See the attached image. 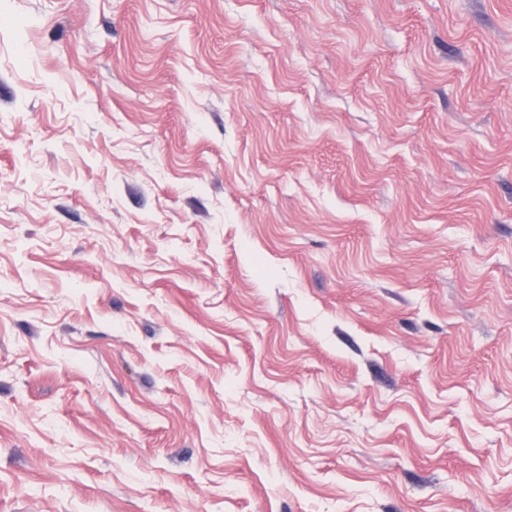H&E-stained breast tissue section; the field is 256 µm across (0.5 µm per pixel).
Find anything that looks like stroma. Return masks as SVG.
<instances>
[{"instance_id": "stroma-1", "label": "stroma", "mask_w": 512, "mask_h": 512, "mask_svg": "<svg viewBox=\"0 0 512 512\" xmlns=\"http://www.w3.org/2000/svg\"><path fill=\"white\" fill-rule=\"evenodd\" d=\"M0 512H512V0H0Z\"/></svg>"}]
</instances>
